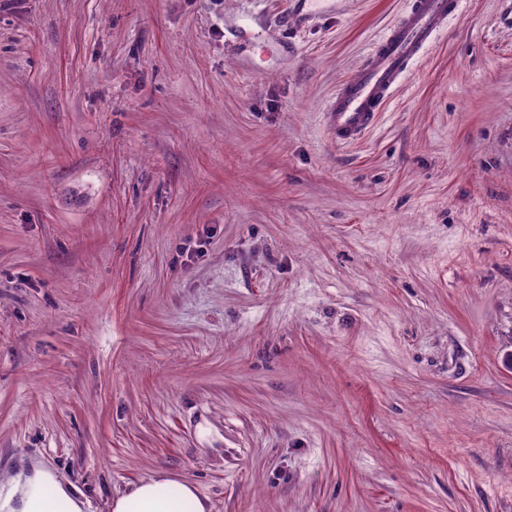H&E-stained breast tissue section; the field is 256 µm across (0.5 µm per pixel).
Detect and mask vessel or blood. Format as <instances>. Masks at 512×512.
I'll use <instances>...</instances> for the list:
<instances>
[{
    "label": "vessel or blood",
    "instance_id": "b4317fda",
    "mask_svg": "<svg viewBox=\"0 0 512 512\" xmlns=\"http://www.w3.org/2000/svg\"><path fill=\"white\" fill-rule=\"evenodd\" d=\"M461 0H415L369 49L357 76L342 82L324 111V124L337 144L362 137L375 123L384 100L458 11Z\"/></svg>",
    "mask_w": 512,
    "mask_h": 512
}]
</instances>
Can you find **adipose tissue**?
I'll list each match as a JSON object with an SVG mask.
<instances>
[{"label": "adipose tissue", "mask_w": 512, "mask_h": 512, "mask_svg": "<svg viewBox=\"0 0 512 512\" xmlns=\"http://www.w3.org/2000/svg\"><path fill=\"white\" fill-rule=\"evenodd\" d=\"M112 512H206L196 488L166 477L150 478L115 496ZM72 489L48 468L36 465L0 497V512H82Z\"/></svg>", "instance_id": "obj_1"}]
</instances>
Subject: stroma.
I'll return each instance as SVG.
<instances>
[{
  "mask_svg": "<svg viewBox=\"0 0 512 512\" xmlns=\"http://www.w3.org/2000/svg\"><path fill=\"white\" fill-rule=\"evenodd\" d=\"M407 4L0 0V489L512 512V0L322 124Z\"/></svg>",
  "mask_w": 512,
  "mask_h": 512,
  "instance_id": "35a3bbf8",
  "label": "stroma"
}]
</instances>
